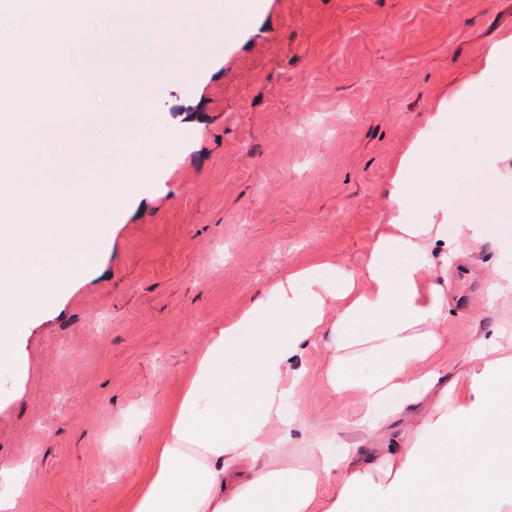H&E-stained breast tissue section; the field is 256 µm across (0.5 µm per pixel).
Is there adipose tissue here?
I'll return each instance as SVG.
<instances>
[{"label":"adipose tissue","mask_w":512,"mask_h":512,"mask_svg":"<svg viewBox=\"0 0 512 512\" xmlns=\"http://www.w3.org/2000/svg\"><path fill=\"white\" fill-rule=\"evenodd\" d=\"M488 98L494 115L480 147L469 132ZM429 125L434 137L419 133L392 178L385 222L359 271L327 260L284 270L211 337L126 512H512V336L481 342L462 382L443 388L439 373L419 369L448 320L434 257L458 247L449 225L512 207V35L492 44ZM462 166L493 174L494 184L451 211L444 201ZM327 332L325 383L363 394L362 429H375L388 395H433L411 444L369 455L352 448L337 459L321 448L296 456L273 438L294 422L284 407L300 396L298 359ZM232 336L247 342L229 344ZM327 481L334 489L320 496Z\"/></svg>","instance_id":"adipose-tissue-1"}]
</instances>
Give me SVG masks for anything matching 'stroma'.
Returning a JSON list of instances; mask_svg holds the SVG:
<instances>
[{
	"mask_svg": "<svg viewBox=\"0 0 512 512\" xmlns=\"http://www.w3.org/2000/svg\"><path fill=\"white\" fill-rule=\"evenodd\" d=\"M510 34L512 0H265L200 73L159 80L138 127L156 139L163 191L126 206L103 272L31 327L25 382L0 372L12 512H124L210 337L284 266L360 269L407 147ZM467 235L443 342L422 365L450 381L476 338L512 334V293L486 301L512 273V222L483 213ZM328 356L321 343L298 362L290 450L414 440L429 399L364 434L360 392L325 384Z\"/></svg>",
	"mask_w": 512,
	"mask_h": 512,
	"instance_id": "stroma-1",
	"label": "stroma"
}]
</instances>
